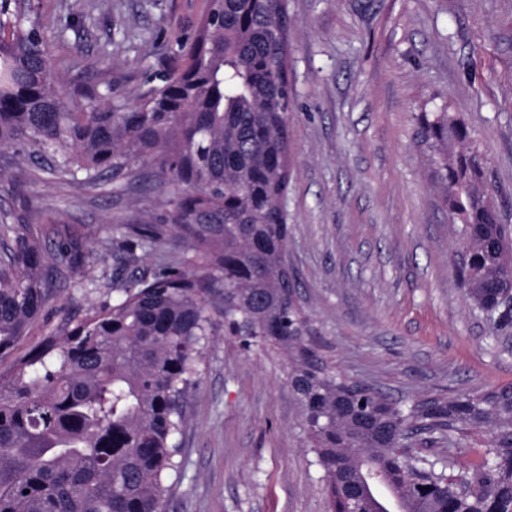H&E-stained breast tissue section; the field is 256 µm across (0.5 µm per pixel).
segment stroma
I'll return each mask as SVG.
<instances>
[{
    "mask_svg": "<svg viewBox=\"0 0 512 512\" xmlns=\"http://www.w3.org/2000/svg\"><path fill=\"white\" fill-rule=\"evenodd\" d=\"M202 5L32 0V15L73 82L128 103L174 56ZM288 14V262L324 355L403 404L512 384V326L490 321L459 286L457 227L421 139L424 114L446 106L463 116L486 187L512 224V0H288ZM152 176L137 161L89 190L0 154V207L25 224L24 199L35 197L50 227L44 255L62 238L82 254L0 373L49 329L112 305L132 269L194 263L181 229L154 243L131 230L171 221L172 205L149 192ZM288 371L279 350L245 343L216 318L167 512H327Z\"/></svg>",
    "mask_w": 512,
    "mask_h": 512,
    "instance_id": "obj_1",
    "label": "stroma"
}]
</instances>
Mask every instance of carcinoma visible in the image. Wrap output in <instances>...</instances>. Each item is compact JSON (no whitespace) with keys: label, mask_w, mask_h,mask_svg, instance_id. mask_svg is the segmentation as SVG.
Segmentation results:
<instances>
[{"label":"carcinoma","mask_w":512,"mask_h":512,"mask_svg":"<svg viewBox=\"0 0 512 512\" xmlns=\"http://www.w3.org/2000/svg\"><path fill=\"white\" fill-rule=\"evenodd\" d=\"M26 2L0 0V152L26 153L61 182L83 173L91 187L141 158L198 262L123 282L112 305L50 332L7 383L0 375V512H165L214 313L233 334L288 357L330 512H386L396 494L402 512H512V385L402 407L337 371L294 305L295 275L281 255L293 106L284 0L206 3L194 37L156 76L161 85L127 107L71 85ZM422 134L445 157L444 206L470 253L457 266L461 288L481 302L512 282L494 247L512 242V226L485 188L477 152L454 151L470 138L464 119L438 112ZM43 234L0 208V357L63 287L59 269L44 266ZM81 257L77 243L58 242V264ZM410 423L448 433L450 445L485 435L464 488L428 471L406 437ZM346 477L363 488L356 501L340 494Z\"/></svg>","instance_id":"obj_1"}]
</instances>
